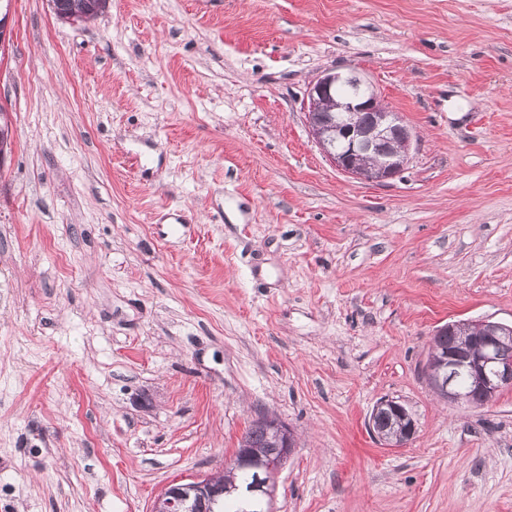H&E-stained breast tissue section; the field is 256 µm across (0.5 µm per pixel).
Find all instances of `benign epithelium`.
I'll use <instances>...</instances> for the list:
<instances>
[{
    "label": "benign epithelium",
    "mask_w": 512,
    "mask_h": 512,
    "mask_svg": "<svg viewBox=\"0 0 512 512\" xmlns=\"http://www.w3.org/2000/svg\"><path fill=\"white\" fill-rule=\"evenodd\" d=\"M60 21L77 24L88 19L77 0L53 8ZM306 116L316 143L328 160L353 178L382 183L399 175L409 161L414 135L399 113L385 107L372 82L360 73L325 72L310 84ZM333 113L323 121L320 115ZM462 331L456 350L444 357L429 354L425 373L435 393L451 404L476 408L492 402L512 387V325L489 320L459 321L446 326ZM465 379L463 388L459 379ZM397 419L400 429L389 432L375 427L376 417ZM268 427L273 448L262 452L246 441L238 444L231 465L254 473V480L239 488L224 483L223 476L182 478L170 484L155 499L150 512H211L219 499L237 494L262 502L263 512H276L275 479L297 448L293 429L272 414L257 417ZM373 435L387 447H399L415 433V421L404 404L383 399L373 408L369 421Z\"/></svg>",
    "instance_id": "benign-epithelium-1"
}]
</instances>
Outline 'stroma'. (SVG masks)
<instances>
[{
    "instance_id": "stroma-1",
    "label": "stroma",
    "mask_w": 512,
    "mask_h": 512,
    "mask_svg": "<svg viewBox=\"0 0 512 512\" xmlns=\"http://www.w3.org/2000/svg\"><path fill=\"white\" fill-rule=\"evenodd\" d=\"M356 69L417 137L384 183L303 103ZM0 512H150L272 412L278 512H512V388L451 406L436 330L512 324V0H12L0 45ZM140 164H133V157ZM384 397L416 432L368 427ZM379 414L395 417L400 424L397 432H387L386 429L375 428V420ZM376 424L385 428L389 425V418L378 416ZM369 428L373 435L387 447H399L411 439L415 433V421L404 404L395 399H382L373 408L369 421Z\"/></svg>"
}]
</instances>
